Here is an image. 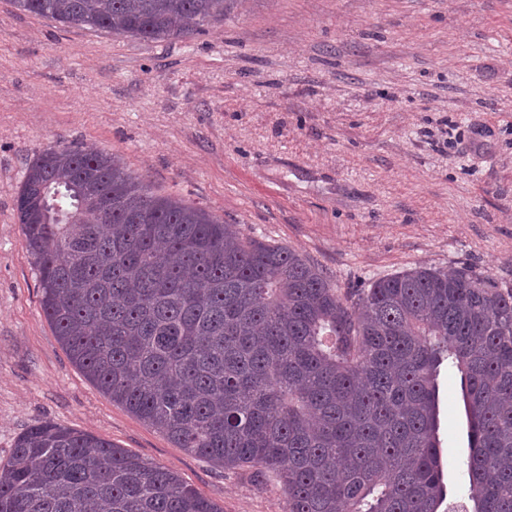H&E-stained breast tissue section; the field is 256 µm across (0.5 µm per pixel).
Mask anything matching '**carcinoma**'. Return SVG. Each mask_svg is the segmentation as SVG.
I'll return each mask as SVG.
<instances>
[{
    "label": "carcinoma",
    "mask_w": 512,
    "mask_h": 512,
    "mask_svg": "<svg viewBox=\"0 0 512 512\" xmlns=\"http://www.w3.org/2000/svg\"><path fill=\"white\" fill-rule=\"evenodd\" d=\"M62 26L179 39L228 0H14ZM41 309L71 362L180 448L275 475L284 512H438V377L469 422L461 512H512V289L418 267L342 296L296 251L52 147L16 200ZM0 512H223L172 470L44 422L0 465Z\"/></svg>",
    "instance_id": "obj_1"
}]
</instances>
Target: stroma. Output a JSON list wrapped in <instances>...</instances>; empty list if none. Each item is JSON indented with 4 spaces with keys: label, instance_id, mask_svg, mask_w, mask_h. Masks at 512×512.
<instances>
[{
    "label": "stroma",
    "instance_id": "1",
    "mask_svg": "<svg viewBox=\"0 0 512 512\" xmlns=\"http://www.w3.org/2000/svg\"><path fill=\"white\" fill-rule=\"evenodd\" d=\"M72 143L295 249L343 295L418 266L512 288V0H234L202 34L156 41L0 0V464L52 422L171 468L224 512H284L276 480L177 447L59 343L15 199L38 154ZM438 386L454 506L467 412L455 368Z\"/></svg>",
    "mask_w": 512,
    "mask_h": 512
}]
</instances>
